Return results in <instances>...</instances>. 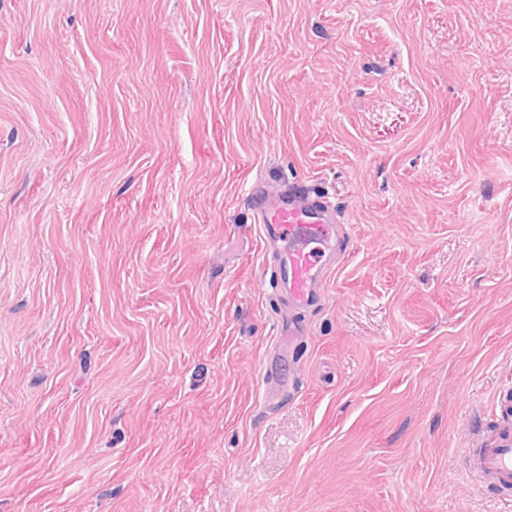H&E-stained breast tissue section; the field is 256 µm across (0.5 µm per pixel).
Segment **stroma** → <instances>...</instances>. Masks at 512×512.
I'll return each instance as SVG.
<instances>
[{
    "instance_id": "obj_1",
    "label": "stroma",
    "mask_w": 512,
    "mask_h": 512,
    "mask_svg": "<svg viewBox=\"0 0 512 512\" xmlns=\"http://www.w3.org/2000/svg\"><path fill=\"white\" fill-rule=\"evenodd\" d=\"M505 430L512 0H0V512H512ZM314 194L302 179L289 181L275 191L257 184L249 193L253 224L259 228L262 241L266 246L268 242L277 244L274 270L292 310L311 305L330 260L342 246L337 212L316 202ZM476 447L469 450L470 473L500 489H512V433L503 431L494 441Z\"/></svg>"
}]
</instances>
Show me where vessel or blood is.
Instances as JSON below:
<instances>
[{
	"label": "vessel or blood",
	"instance_id": "b4317fda",
	"mask_svg": "<svg viewBox=\"0 0 512 512\" xmlns=\"http://www.w3.org/2000/svg\"><path fill=\"white\" fill-rule=\"evenodd\" d=\"M307 181L297 179L270 191L254 185L249 193L254 222L263 242L275 243L274 270L290 309L311 305L329 262L341 250L340 218L316 202ZM468 469L476 478L512 489V433L470 449Z\"/></svg>",
	"mask_w": 512,
	"mask_h": 512
}]
</instances>
